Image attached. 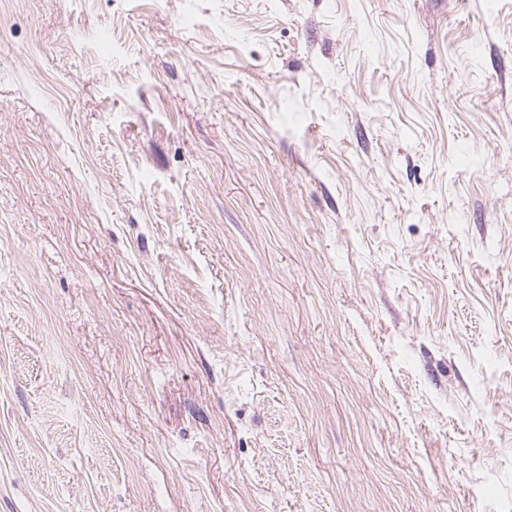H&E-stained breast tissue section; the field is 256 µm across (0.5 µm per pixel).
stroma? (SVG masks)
Returning <instances> with one entry per match:
<instances>
[{"label": "stroma", "instance_id": "1", "mask_svg": "<svg viewBox=\"0 0 512 512\" xmlns=\"http://www.w3.org/2000/svg\"><path fill=\"white\" fill-rule=\"evenodd\" d=\"M0 512H512V0H0Z\"/></svg>", "mask_w": 512, "mask_h": 512}]
</instances>
